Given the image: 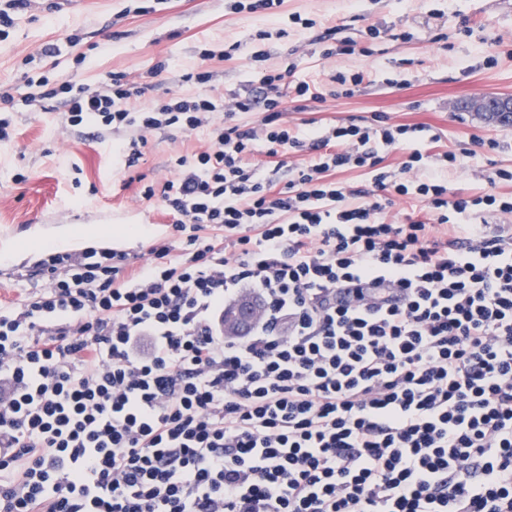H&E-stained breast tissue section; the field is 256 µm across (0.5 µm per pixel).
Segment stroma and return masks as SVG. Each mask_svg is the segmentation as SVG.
<instances>
[{
	"instance_id": "1",
	"label": "stroma",
	"mask_w": 512,
	"mask_h": 512,
	"mask_svg": "<svg viewBox=\"0 0 512 512\" xmlns=\"http://www.w3.org/2000/svg\"><path fill=\"white\" fill-rule=\"evenodd\" d=\"M224 3L162 0L153 11L139 12L135 0H32L19 17L0 48V97H14L16 124L14 139L0 143V250L20 248L0 265V301L41 287L35 263L46 239H55L60 250L118 241L137 255L149 234L164 231L169 222L155 202L141 200L143 187L171 177L172 157L205 147L202 131L154 133L138 166L117 172L110 141L97 137L93 127L58 133L65 107L41 99L39 79L95 86L121 74L146 81L137 104L149 106L178 90L175 74L192 70L201 48L245 41L258 26L256 18L228 13ZM294 15L313 19V27L291 23ZM336 24L343 36L370 48L371 56L320 59L314 43ZM280 25L286 36L275 34L262 44L270 65H283L297 47L304 58L300 74L309 82L327 86L339 72L364 75L352 97H330L301 111L288 108L282 116L288 125L364 126L380 113L392 124L429 128L438 139L422 142L425 153L464 156L462 167L448 173L452 195L483 194L496 169L512 167V127L483 124L458 107L479 96H512V0H284ZM465 25L472 35L462 33ZM371 26L380 31L373 40L365 36ZM48 44L59 47V56H42ZM160 62L166 71L147 78ZM210 70L213 87L224 96L249 86L242 55L214 58ZM18 173L23 182H14ZM84 210L99 212V220L66 225L70 214Z\"/></svg>"
}]
</instances>
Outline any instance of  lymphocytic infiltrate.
<instances>
[{
	"label": "lymphocytic infiltrate",
	"instance_id": "f902f5d3",
	"mask_svg": "<svg viewBox=\"0 0 512 512\" xmlns=\"http://www.w3.org/2000/svg\"><path fill=\"white\" fill-rule=\"evenodd\" d=\"M215 55L184 74L196 93L137 111L117 76L42 93L68 131L203 129L208 146L145 187L172 222L136 273L110 247L49 252L45 287L0 304V512H512V243L485 224L512 196L449 197L457 156L425 174L415 126L281 121L287 100L353 96L363 73L327 90L253 50L250 90L227 101ZM396 145L395 180L379 149ZM304 147L283 184L251 161ZM349 168L371 188L334 179ZM398 198L427 220L390 215ZM244 294L255 328L227 336Z\"/></svg>",
	"mask_w": 512,
	"mask_h": 512
}]
</instances>
